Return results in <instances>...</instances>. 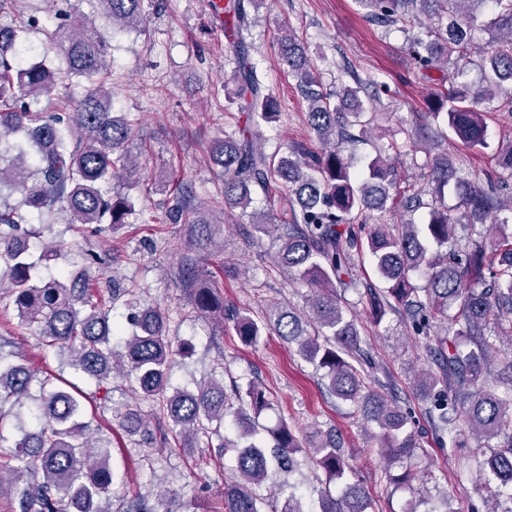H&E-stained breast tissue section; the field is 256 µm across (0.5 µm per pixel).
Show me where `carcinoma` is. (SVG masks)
Listing matches in <instances>:
<instances>
[{"label":"carcinoma","instance_id":"1","mask_svg":"<svg viewBox=\"0 0 512 512\" xmlns=\"http://www.w3.org/2000/svg\"><path fill=\"white\" fill-rule=\"evenodd\" d=\"M112 26L147 32L153 0H86ZM255 0H223L214 5L224 13V39L235 55L234 98L249 94L245 125L218 140L213 163L224 175V190L212 198L211 211L247 214L253 195L270 197L285 192L292 198L293 220L276 223L269 213L250 214L255 231L278 238V266L296 272L310 283L306 309L297 313L275 306L261 318L224 309L218 287L194 278L193 305L210 319L227 320L245 345L257 344L273 331L295 346L306 362L325 371L329 391L354 404L366 422L376 425L378 450L387 466L398 467L397 483L409 481L408 463L417 456L419 442L408 429V417L381 392L365 386L357 366L372 365L361 347L354 319L348 317L336 293L342 276L350 275L352 251L360 244L349 225L364 224L368 214L386 210L397 189L395 168L380 153L371 158L361 176L353 172V157L343 143L365 144L374 130L373 110L360 99L364 82L344 85L336 92L323 87L304 42L293 29L277 41L281 60L297 79L307 105L308 124L321 144L313 151L292 147L271 154L265 150L263 124L280 116L279 103L264 83L250 56V5ZM376 23L405 30L420 16L431 20L424 36L411 43L413 58L424 70L437 65L452 69L458 82L431 93L421 121L401 130L404 138L390 149L414 155L422 144L440 146L453 134L471 149L488 147L487 127L477 105L490 103L504 81L512 82V0H358ZM491 4L492 18L479 20L478 7ZM91 20L82 15L76 24H58L52 30L30 14L19 26L0 28V302L13 304L20 325L48 350L68 353L67 365L94 384L87 393L61 375L36 379L34 371L15 350L0 346V426L14 421V434L0 432V497L8 496L10 512H111L108 502L116 472L110 444L93 442L91 422L84 420V401L105 406L112 400V382L120 378L132 393L156 403L185 440L204 438L218 448L217 458L231 453L236 481L208 512H305L292 491L268 500L253 487L267 482L271 466L292 473L296 454L308 449L329 482L349 470L334 433L299 436L281 420L267 429L272 453L253 441L261 414L271 408L264 388L249 383L229 395L224 381L212 378L195 388L174 387L170 366L177 356L193 350L186 340L170 335L169 318L160 308H134L127 316L131 331L123 350L112 346L119 335L111 319L112 306L83 284L86 273L61 272L32 281L31 233L20 234L22 224L50 223L58 212L68 213L70 224H109L117 230L127 223L135 205L129 196L112 194V179L134 167L124 144L130 124L115 112L106 64L107 44L87 34ZM41 31L66 61L65 78L90 83L66 107L50 111L39 107L52 99L61 76L45 60L28 61L32 47L27 35ZM490 35L479 42L478 34ZM481 56V84L464 80L471 55ZM432 203L423 220L402 219L371 227L367 248L376 273L384 282L353 281L363 288L370 314L377 323L389 312L405 313L417 336L430 335L439 322L449 323L443 341L427 347L430 366L413 372L414 383L427 398L434 425L457 446L456 426L462 420L478 437L489 441L483 465L502 487L512 489V395L504 398L483 388L498 343L512 341V196L504 198L495 186L468 181L448 150L426 158ZM454 186L458 204L448 208L446 192ZM188 202L175 193L165 209V222L179 223ZM494 222L489 245L470 246L455 239L459 224ZM39 383V395L31 393ZM454 395L448 396V388ZM232 418L237 441L224 438V420ZM129 436L146 440L150 433L139 414L122 422ZM217 444H212V440ZM320 512H367L363 484L355 481L339 493L327 489Z\"/></svg>","mask_w":512,"mask_h":512}]
</instances>
